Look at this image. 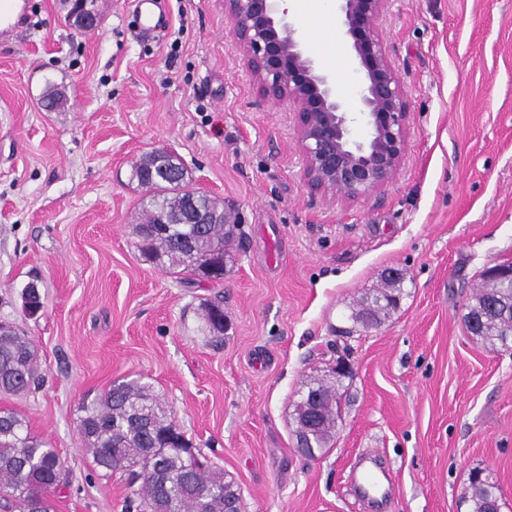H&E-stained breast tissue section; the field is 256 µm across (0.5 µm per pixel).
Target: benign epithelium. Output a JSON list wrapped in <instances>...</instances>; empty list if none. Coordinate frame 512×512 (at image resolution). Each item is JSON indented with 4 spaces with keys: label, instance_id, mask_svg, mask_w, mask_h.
<instances>
[{
    "label": "benign epithelium",
    "instance_id": "1",
    "mask_svg": "<svg viewBox=\"0 0 512 512\" xmlns=\"http://www.w3.org/2000/svg\"><path fill=\"white\" fill-rule=\"evenodd\" d=\"M281 2L224 0L237 46L260 94L293 105L311 192L365 199L396 178L405 157L407 98L379 30L390 0H333L334 19L354 52L352 102L306 54L303 34Z\"/></svg>",
    "mask_w": 512,
    "mask_h": 512
}]
</instances>
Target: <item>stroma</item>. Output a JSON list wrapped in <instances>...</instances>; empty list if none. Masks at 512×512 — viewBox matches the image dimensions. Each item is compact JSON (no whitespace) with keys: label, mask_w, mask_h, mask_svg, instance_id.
I'll list each match as a JSON object with an SVG mask.
<instances>
[{"label":"stroma","mask_w":512,"mask_h":512,"mask_svg":"<svg viewBox=\"0 0 512 512\" xmlns=\"http://www.w3.org/2000/svg\"><path fill=\"white\" fill-rule=\"evenodd\" d=\"M33 2L0 42V320L31 337L44 382L0 409L60 455L56 512H125L126 474L100 478L78 432L82 401L119 379L163 395L241 512H469L476 471L512 512V350L464 320L485 269L512 265V0H392L380 30L409 104L406 155L351 204L304 183L293 108L260 96L224 0H164L152 40L130 0H96L87 34L63 0ZM295 20L352 96L338 25ZM52 87L66 102L47 111ZM160 146L239 224L221 282H179L135 247L146 194L131 165ZM389 268L397 307L354 328L352 305ZM35 280L44 307L29 317ZM216 299L218 338L200 317ZM340 358L336 440L305 457L294 406ZM366 453L385 468L379 509L353 490Z\"/></svg>","instance_id":"1"}]
</instances>
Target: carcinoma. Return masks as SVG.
Masks as SVG:
<instances>
[{
    "instance_id": "obj_1",
    "label": "carcinoma",
    "mask_w": 512,
    "mask_h": 512,
    "mask_svg": "<svg viewBox=\"0 0 512 512\" xmlns=\"http://www.w3.org/2000/svg\"><path fill=\"white\" fill-rule=\"evenodd\" d=\"M132 178L146 188L144 222L136 225V248L172 274L193 272L218 282L224 278L225 247L235 223L218 200L193 188L192 177L166 148L144 155ZM401 278L360 302L351 314L362 329L380 327L398 304ZM212 331L224 328L220 305H208ZM469 331L485 343L512 347V281L485 278L465 314ZM341 377L314 379L295 408L297 449L313 457L336 437L337 386ZM37 351L20 328L0 324V393L38 390ZM79 430L100 476L128 474L138 512H241V498L224 470L201 461L177 426L168 405L149 383L117 381L80 407ZM471 512H492L499 487L470 478ZM67 485L63 464L45 440L31 434L23 416L0 410V509L3 512H53L51 495Z\"/></svg>"
}]
</instances>
